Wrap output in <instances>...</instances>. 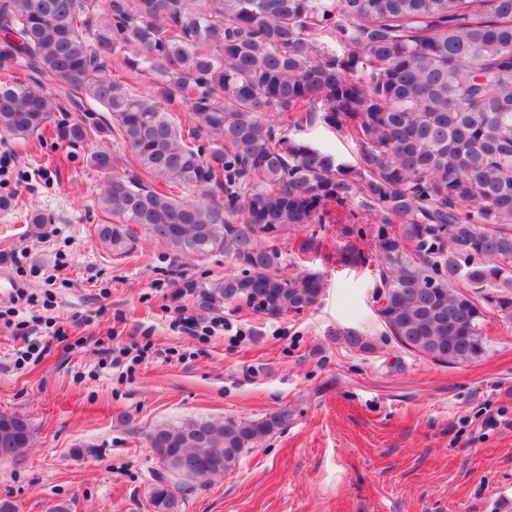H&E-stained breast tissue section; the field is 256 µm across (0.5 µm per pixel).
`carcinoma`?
<instances>
[{
	"mask_svg": "<svg viewBox=\"0 0 512 512\" xmlns=\"http://www.w3.org/2000/svg\"><path fill=\"white\" fill-rule=\"evenodd\" d=\"M126 47L159 96L112 77ZM22 61L39 77L0 81L1 137L52 125L68 147L117 133L128 150L88 160L113 217L97 227L104 245L126 248L138 224L179 256L234 262L220 278H181L173 301L310 309L324 276L282 274L278 242L334 224L350 239L341 260L377 267L380 319L406 349L463 364L485 353L487 319L512 327V0H0V69ZM50 83L108 116L53 123ZM317 120L356 142L355 161L298 135ZM171 184L200 196L179 200ZM357 208L372 222L356 223ZM286 422L282 409L162 423L152 447L195 462L199 482ZM33 437L27 416L0 414L1 460ZM165 468L150 503L178 512L194 480Z\"/></svg>",
	"mask_w": 512,
	"mask_h": 512,
	"instance_id": "cac0c4a2",
	"label": "carcinoma"
}]
</instances>
